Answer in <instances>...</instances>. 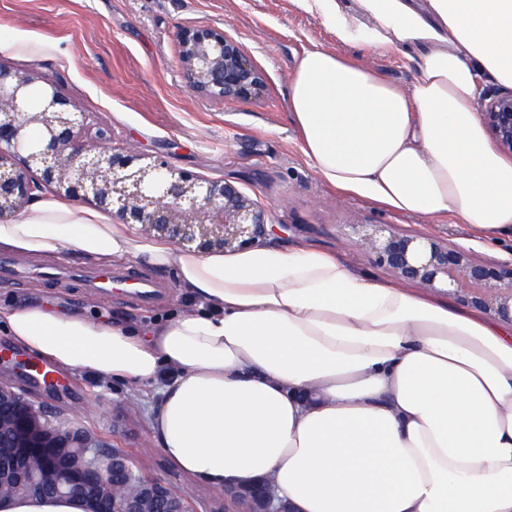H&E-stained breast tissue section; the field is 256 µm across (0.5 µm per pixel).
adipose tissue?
<instances>
[{"label": "adipose tissue", "mask_w": 512, "mask_h": 512, "mask_svg": "<svg viewBox=\"0 0 512 512\" xmlns=\"http://www.w3.org/2000/svg\"><path fill=\"white\" fill-rule=\"evenodd\" d=\"M347 46L413 51L403 89L315 47L289 88L316 174L347 194L481 242L512 238V158L477 115L512 87V0H295ZM173 274L191 301L144 328L39 306L0 327L54 365L157 385L149 429L216 489L270 479L295 512H512V321L380 283L300 245L203 254L98 210L43 199L0 224V250ZM0 512H88L56 496Z\"/></svg>", "instance_id": "obj_1"}]
</instances>
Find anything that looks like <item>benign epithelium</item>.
<instances>
[{
    "label": "benign epithelium",
    "instance_id": "benign-epithelium-1",
    "mask_svg": "<svg viewBox=\"0 0 512 512\" xmlns=\"http://www.w3.org/2000/svg\"><path fill=\"white\" fill-rule=\"evenodd\" d=\"M178 44L181 74L193 94L238 101L265 90V73L236 38L207 26H186ZM36 86L40 95L33 104ZM482 115L499 147L512 153V89L488 90ZM31 128L41 133L36 143L26 140ZM47 189L200 253L243 250L266 235L265 209L233 184L186 173L116 142L42 73L0 64V222ZM358 246L398 281L450 288L467 305L512 314V261H480L466 248L427 235L388 232L384 224L369 225ZM0 420L9 424V436L0 439V469L34 494L50 489L92 501L133 479L130 493L112 498V512H191L170 486L137 473L123 450L100 452L91 432L49 415L2 382ZM224 500L232 512H292L268 482L228 486Z\"/></svg>",
    "mask_w": 512,
    "mask_h": 512
}]
</instances>
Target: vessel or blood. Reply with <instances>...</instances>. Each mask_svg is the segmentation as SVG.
Segmentation results:
<instances>
[{"label": "vessel or blood", "mask_w": 512, "mask_h": 512, "mask_svg": "<svg viewBox=\"0 0 512 512\" xmlns=\"http://www.w3.org/2000/svg\"><path fill=\"white\" fill-rule=\"evenodd\" d=\"M36 272L40 273L45 279L51 281L65 279L76 287H86L103 295L111 293L114 283L120 281L131 283L132 293L138 298L150 300L159 294V287L151 278L128 268L119 272L104 271L96 275L85 276L80 272L58 266H46L37 269L13 256L0 257V281H18Z\"/></svg>", "instance_id": "vessel-or-blood-1"}]
</instances>
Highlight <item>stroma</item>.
<instances>
[{
    "mask_svg": "<svg viewBox=\"0 0 512 512\" xmlns=\"http://www.w3.org/2000/svg\"><path fill=\"white\" fill-rule=\"evenodd\" d=\"M205 25L239 40L267 76L257 99L224 102L188 91L177 65L178 32ZM0 63L34 68L59 85L94 125L164 157L175 168L225 180L261 205L274 232L270 244L301 243L335 254L375 280L390 273L357 247V224H388L473 249L482 260L512 259V243L489 248L453 218L438 223L401 215L363 196L326 185L301 149L289 109V84L297 58L321 46L372 67L386 80L409 87L415 64L398 52L365 45L344 48L318 19L293 0H0ZM161 294L152 301L89 295L46 280L0 282V306L49 304L93 319L119 314L134 323L163 319L187 298L174 277L141 267ZM0 354L22 358L35 371L53 370L61 384L50 390L20 375L0 379L27 393L52 415L71 418L104 447L125 450L139 471L171 486L192 512H224L223 492L202 486L169 462L148 428L150 403L143 388L49 361L15 345L0 331Z\"/></svg>",
    "mask_w": 512,
    "mask_h": 512,
    "instance_id": "1",
    "label": "stroma"
}]
</instances>
